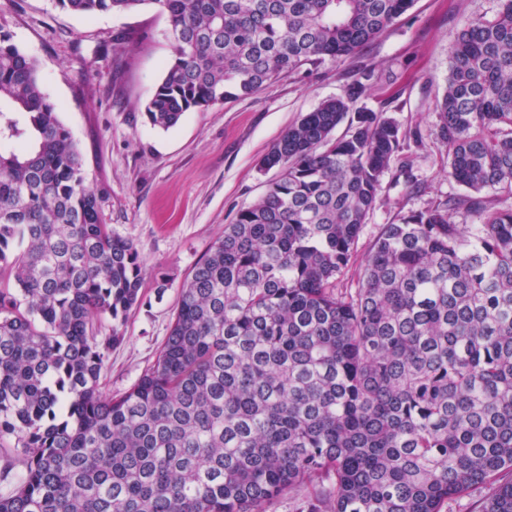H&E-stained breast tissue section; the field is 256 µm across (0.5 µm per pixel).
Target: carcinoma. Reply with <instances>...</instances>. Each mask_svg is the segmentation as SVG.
Here are the masks:
<instances>
[{
	"mask_svg": "<svg viewBox=\"0 0 512 512\" xmlns=\"http://www.w3.org/2000/svg\"><path fill=\"white\" fill-rule=\"evenodd\" d=\"M55 2L167 15L172 56L145 104L163 130L354 58L414 4ZM38 71L0 31V512H267L284 496L443 512L481 487V512H512V0L465 21L434 107L465 197L382 225L348 277L385 174L412 178L385 113L334 136L371 77L359 69L264 155L279 178L179 285L153 365L108 397L142 259L102 222Z\"/></svg>",
	"mask_w": 512,
	"mask_h": 512,
	"instance_id": "obj_1",
	"label": "carcinoma"
}]
</instances>
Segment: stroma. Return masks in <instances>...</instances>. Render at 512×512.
Masks as SVG:
<instances>
[{
    "label": "stroma",
    "instance_id": "obj_1",
    "mask_svg": "<svg viewBox=\"0 0 512 512\" xmlns=\"http://www.w3.org/2000/svg\"><path fill=\"white\" fill-rule=\"evenodd\" d=\"M498 5L415 0L399 24L358 57L305 67L256 96L186 112L162 130L147 122L144 106L171 58L166 15L150 5L83 16L55 0H0V29L37 59L41 85L78 145L88 181L104 192V223L143 258L140 304L120 328L123 341L103 370L102 394L128 390L153 363L174 319L179 283L237 212L277 178V170L261 169L264 154L302 115L342 96L358 68L369 69L371 78L354 111H383L399 123L415 176L410 183L386 174L359 256H366L381 225L430 202L464 196L465 188L447 175L434 104L464 19L492 18ZM117 37L125 49L119 65L110 50Z\"/></svg>",
    "mask_w": 512,
    "mask_h": 512
}]
</instances>
